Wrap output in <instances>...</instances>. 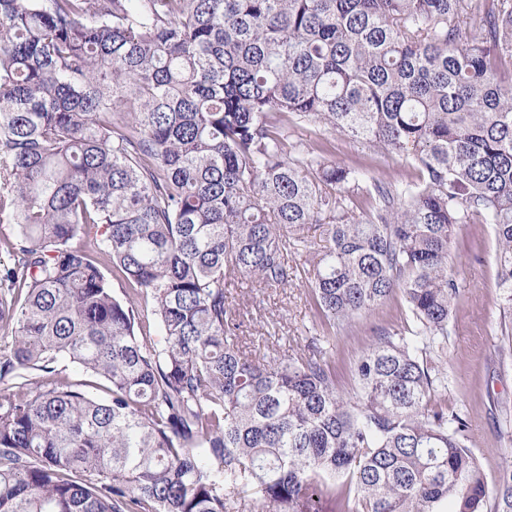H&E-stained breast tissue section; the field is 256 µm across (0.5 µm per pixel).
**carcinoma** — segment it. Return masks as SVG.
I'll return each instance as SVG.
<instances>
[{
	"label": "carcinoma",
	"mask_w": 512,
	"mask_h": 512,
	"mask_svg": "<svg viewBox=\"0 0 512 512\" xmlns=\"http://www.w3.org/2000/svg\"><path fill=\"white\" fill-rule=\"evenodd\" d=\"M461 2L0 0V512H512L442 393L477 218L512 358V0ZM292 120L415 176L357 215ZM300 273L333 328L404 301L350 392L240 336L227 288Z\"/></svg>",
	"instance_id": "1"
}]
</instances>
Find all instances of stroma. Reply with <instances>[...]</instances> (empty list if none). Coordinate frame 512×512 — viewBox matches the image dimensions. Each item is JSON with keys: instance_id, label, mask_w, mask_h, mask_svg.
I'll use <instances>...</instances> for the list:
<instances>
[{"instance_id": "35a3bbf8", "label": "stroma", "mask_w": 512, "mask_h": 512, "mask_svg": "<svg viewBox=\"0 0 512 512\" xmlns=\"http://www.w3.org/2000/svg\"><path fill=\"white\" fill-rule=\"evenodd\" d=\"M293 138L325 149L330 160L365 170L368 179L354 197L355 212L365 209L372 180L401 182L412 171L403 157L369 148L340 135L325 132L313 122L291 124ZM452 263L459 274L461 296L448 325V346L443 354L447 373L448 408L468 417L473 450L487 476H494L512 461V442L501 437L505 422H512V367L502 368L503 346L496 286V242L491 225H463L452 250ZM257 303H249L233 291L232 304L243 311L244 332L264 343L269 321H277L284 335L299 345L328 335L336 337V374L343 387H350V364L372 343L375 328H400L405 305L394 299L352 325L331 330L317 316L308 285L294 281L287 288L254 289Z\"/></svg>"}]
</instances>
